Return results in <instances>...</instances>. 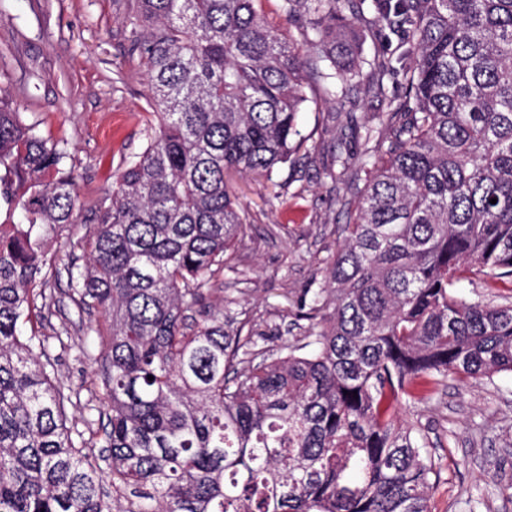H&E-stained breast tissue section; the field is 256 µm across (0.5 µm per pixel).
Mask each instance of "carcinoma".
Here are the masks:
<instances>
[{"mask_svg": "<svg viewBox=\"0 0 512 512\" xmlns=\"http://www.w3.org/2000/svg\"><path fill=\"white\" fill-rule=\"evenodd\" d=\"M260 2L128 4L160 122L78 242L73 288L108 323L110 494L44 341L20 331L50 242L77 221L75 181L65 149L0 99V512H429L428 442L389 403L512 372V303L453 291L472 265L512 278V0H281L300 42ZM360 23L406 50L358 59ZM363 64L385 111L329 176L364 188L304 342L269 354L205 304L246 231L226 177L288 162L308 76L349 103ZM399 75L401 100L386 90Z\"/></svg>", "mask_w": 512, "mask_h": 512, "instance_id": "carcinoma-1", "label": "carcinoma"}]
</instances>
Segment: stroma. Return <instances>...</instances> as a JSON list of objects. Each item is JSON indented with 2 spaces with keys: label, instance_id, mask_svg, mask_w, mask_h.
Wrapping results in <instances>:
<instances>
[{
  "label": "stroma",
  "instance_id": "obj_1",
  "mask_svg": "<svg viewBox=\"0 0 512 512\" xmlns=\"http://www.w3.org/2000/svg\"><path fill=\"white\" fill-rule=\"evenodd\" d=\"M129 30L126 0H0V97L41 136L66 147L79 198L77 222L49 249L42 315L23 330L44 339L56 377L79 392L66 425L97 460L107 419L95 394L104 345L94 329L105 319L82 311L72 294L87 257L77 241L93 229L113 172L143 151L159 123L146 71L129 56ZM347 110L337 102L310 105L299 116L305 152L277 166L271 178L238 174L231 181L247 233L231 250L232 271L218 276L206 301L220 307L232 299V315L266 336L271 350L303 338L309 326L303 305L322 287L342 239V203L357 196L356 185L326 175L338 142L360 148ZM455 290L499 304L512 283L474 270ZM399 412L430 441L439 472L431 512H512L511 372L448 379L430 403L404 404Z\"/></svg>",
  "mask_w": 512,
  "mask_h": 512
}]
</instances>
